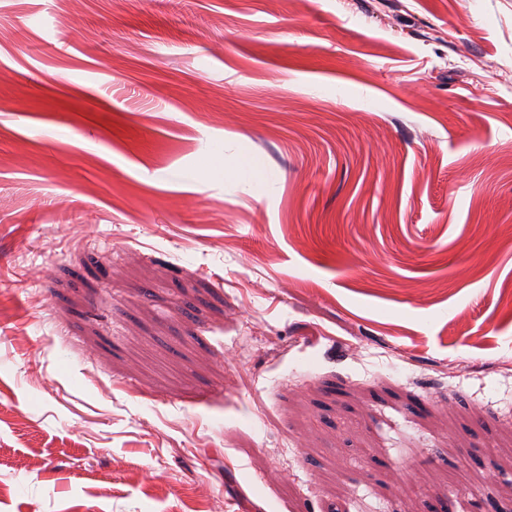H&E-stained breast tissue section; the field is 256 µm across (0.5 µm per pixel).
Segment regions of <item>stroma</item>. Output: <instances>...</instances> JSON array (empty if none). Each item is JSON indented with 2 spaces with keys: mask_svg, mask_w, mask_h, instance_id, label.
Returning <instances> with one entry per match:
<instances>
[{
  "mask_svg": "<svg viewBox=\"0 0 512 512\" xmlns=\"http://www.w3.org/2000/svg\"><path fill=\"white\" fill-rule=\"evenodd\" d=\"M506 288L512 0H0V512H512Z\"/></svg>",
  "mask_w": 512,
  "mask_h": 512,
  "instance_id": "obj_1",
  "label": "stroma"
}]
</instances>
